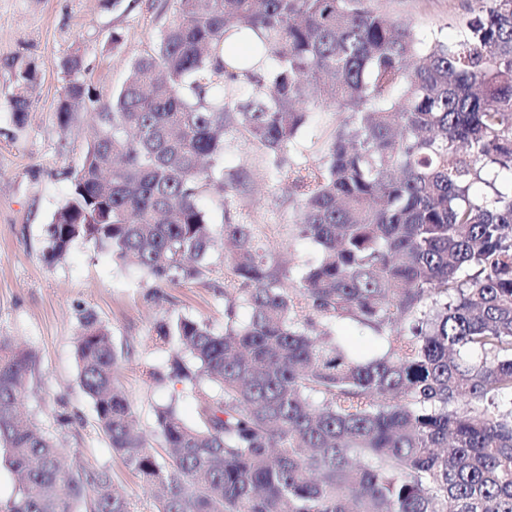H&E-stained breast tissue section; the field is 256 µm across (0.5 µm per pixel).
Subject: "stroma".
Returning a JSON list of instances; mask_svg holds the SVG:
<instances>
[{"label": "stroma", "mask_w": 512, "mask_h": 512, "mask_svg": "<svg viewBox=\"0 0 512 512\" xmlns=\"http://www.w3.org/2000/svg\"><path fill=\"white\" fill-rule=\"evenodd\" d=\"M376 6L410 21L422 36L455 37V23L470 0H375ZM174 11V0H0V336L25 345L34 357L31 389L23 400L43 430L64 449L66 467L107 468L133 512H152L150 489L112 453L96 423L92 400L77 379L75 339L80 319L91 314L106 325L122 352L117 374L127 392L136 424L164 456L154 436V408L181 394L186 419L194 403L182 384L149 379L165 369L169 348L156 344L153 330L163 318L187 315L224 329V277L214 261L201 280L180 286L146 287L140 272L119 266L107 254L75 243L65 260L48 264L43 237L56 210L71 190L93 139L94 114L110 103L133 61L149 52ZM120 42H113V35ZM82 56L79 74L88 94L61 124L59 106L69 76L65 60ZM33 64L37 83L23 126L10 109L15 73ZM332 112L313 113L290 147L293 156L315 161L335 127ZM225 165L250 175L245 211L260 242L286 260L292 272L318 254L317 246L297 237L294 209L281 190L264 178L261 150L230 132L224 142ZM74 418L63 424L60 413Z\"/></svg>", "instance_id": "1"}]
</instances>
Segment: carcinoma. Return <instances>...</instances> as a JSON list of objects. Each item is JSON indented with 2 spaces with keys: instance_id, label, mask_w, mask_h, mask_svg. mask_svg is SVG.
Returning <instances> with one entry per match:
<instances>
[{
  "instance_id": "obj_1",
  "label": "carcinoma",
  "mask_w": 512,
  "mask_h": 512,
  "mask_svg": "<svg viewBox=\"0 0 512 512\" xmlns=\"http://www.w3.org/2000/svg\"><path fill=\"white\" fill-rule=\"evenodd\" d=\"M469 13L430 43L372 0H176L95 113L44 230L48 263L81 241L158 288L204 278L216 234L233 244L224 332L155 326L196 400L192 422L176 398L154 409L167 459L133 426L110 330L80 321L79 385L154 512H512V0ZM65 68L63 124L85 98L81 57ZM36 80L16 73L19 125ZM322 110L341 116L323 156H285ZM228 130L263 151L319 248L297 277L255 243ZM338 322L386 350L356 359ZM32 369L0 336V466L19 479L0 512H77L90 492L91 512H131L109 470H61L54 437L19 410Z\"/></svg>"
}]
</instances>
